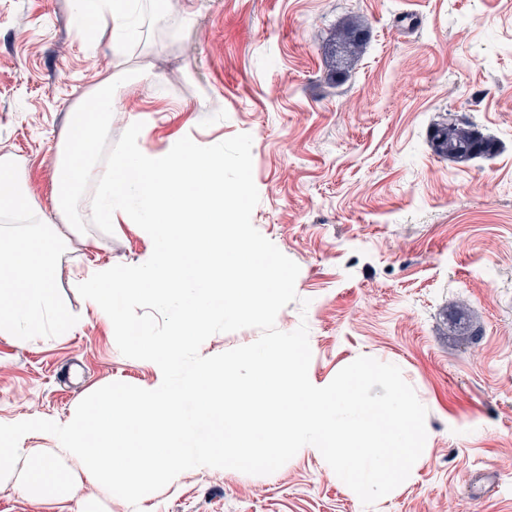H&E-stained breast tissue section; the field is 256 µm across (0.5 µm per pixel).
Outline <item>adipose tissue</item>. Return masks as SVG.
I'll return each instance as SVG.
<instances>
[{
  "instance_id": "ef3b65f1",
  "label": "adipose tissue",
  "mask_w": 512,
  "mask_h": 512,
  "mask_svg": "<svg viewBox=\"0 0 512 512\" xmlns=\"http://www.w3.org/2000/svg\"><path fill=\"white\" fill-rule=\"evenodd\" d=\"M97 22L112 28V51L122 57L133 29L142 21L139 0H97ZM0 214L25 219L24 228L0 227V325L25 340L42 333L46 323L56 330L73 324L60 312L56 291V258L66 239L33 205L19 169L0 157Z\"/></svg>"
}]
</instances>
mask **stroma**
I'll return each instance as SVG.
<instances>
[{
  "label": "stroma",
  "mask_w": 512,
  "mask_h": 512,
  "mask_svg": "<svg viewBox=\"0 0 512 512\" xmlns=\"http://www.w3.org/2000/svg\"><path fill=\"white\" fill-rule=\"evenodd\" d=\"M141 4L119 61L109 29L85 36L86 0H0V155L60 222L57 145L74 104L120 63L153 78L121 90L110 141L135 122L155 154L250 134L252 223L300 267L277 328L307 324L316 385L361 356L398 365L427 409L428 448L415 477L369 507L300 452L269 475L188 473L143 512H512V0H169L156 16ZM350 15L370 41L332 86L327 36ZM452 118L497 153L434 154L429 134ZM64 234L56 287L76 327L0 332L2 418L66 423L107 384L159 381L76 290L91 266L138 264L150 236L132 222ZM83 510L78 494L36 503L0 488V512Z\"/></svg>",
  "instance_id": "obj_1"
}]
</instances>
